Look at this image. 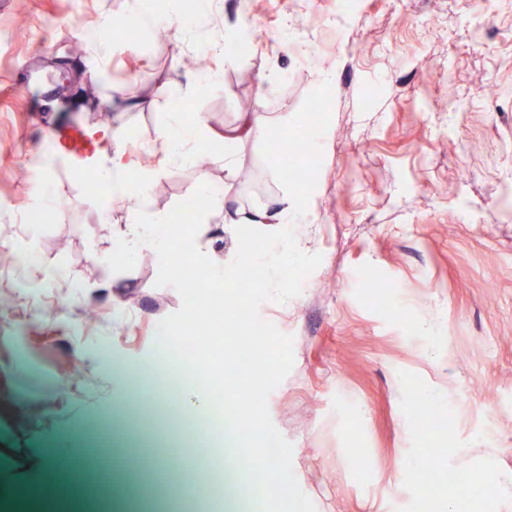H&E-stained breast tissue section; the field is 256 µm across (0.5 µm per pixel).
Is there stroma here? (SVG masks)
Returning <instances> with one entry per match:
<instances>
[{
  "label": "stroma",
  "mask_w": 512,
  "mask_h": 512,
  "mask_svg": "<svg viewBox=\"0 0 512 512\" xmlns=\"http://www.w3.org/2000/svg\"><path fill=\"white\" fill-rule=\"evenodd\" d=\"M137 6L0 0V253L53 268L28 289L17 265H0V457L19 456L30 483L44 445L75 431L113 437L104 412L133 411L134 392L150 386L116 366L156 360V325L181 306L173 287L156 286L157 263L140 261L121 270L113 307L90 239L126 203L89 190L48 150L51 133L122 128L137 169L171 122L174 92L191 84L182 108L204 127L259 112L270 132L232 161L216 154L160 175L153 209L168 213L204 180L232 210L290 194L317 217L295 235L320 266L298 297L259 310L293 338V369L268 408L317 512H435L437 496L453 494L452 469L490 481L466 498L471 512H512V10L497 0H221L164 44L75 49L85 30L135 19ZM249 28L260 45L216 57L217 82L189 66L225 31ZM318 96V175L286 179L283 157L304 141L294 122ZM35 205L52 218L33 235ZM90 302L94 322L83 315ZM167 375L183 392L158 413L153 438L96 461L132 473L147 495L160 489L152 453L184 439L172 413L206 415L186 404L182 367ZM421 398L438 427L416 413ZM451 445L464 450L452 462ZM427 472L441 480L432 497Z\"/></svg>",
  "instance_id": "1"
}]
</instances>
